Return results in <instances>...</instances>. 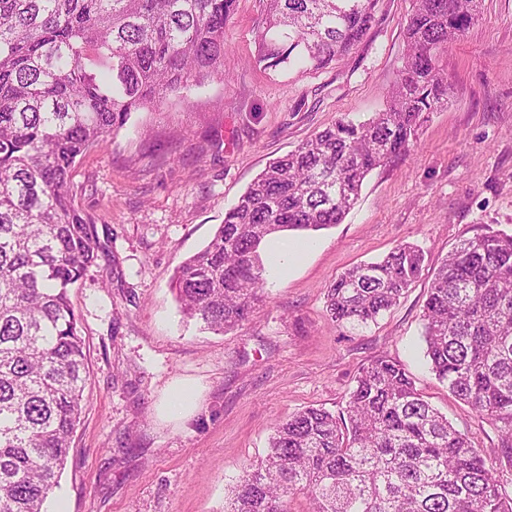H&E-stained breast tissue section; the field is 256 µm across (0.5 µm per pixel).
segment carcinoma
<instances>
[{
    "instance_id": "carcinoma-1",
    "label": "carcinoma",
    "mask_w": 512,
    "mask_h": 512,
    "mask_svg": "<svg viewBox=\"0 0 512 512\" xmlns=\"http://www.w3.org/2000/svg\"><path fill=\"white\" fill-rule=\"evenodd\" d=\"M236 0H0V512H45L89 381L69 291L97 258L75 207L78 158L134 112L224 81V27ZM256 63L323 69L376 21L379 0H262ZM481 0H412L408 55L387 106L341 119L269 162L173 280L185 318L224 333L263 301L262 244L340 224L371 171L410 150L447 103L442 55ZM402 243L326 288L339 324H365L421 275ZM430 369L501 423L485 452L456 430L401 365L361 369L343 411L308 407L276 423L269 449L225 512H512V234L490 229L441 261L423 307ZM305 501L297 511L292 503Z\"/></svg>"
}]
</instances>
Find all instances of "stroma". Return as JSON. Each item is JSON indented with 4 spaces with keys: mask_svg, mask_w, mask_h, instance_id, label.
I'll return each mask as SVG.
<instances>
[{
    "mask_svg": "<svg viewBox=\"0 0 512 512\" xmlns=\"http://www.w3.org/2000/svg\"><path fill=\"white\" fill-rule=\"evenodd\" d=\"M410 0H380L378 22L321 70L255 62L262 0H236L224 28V80L134 113L77 161L71 189L95 224L96 263L70 291L86 340L85 410L46 512H224L264 456L275 422L341 411L364 366L403 365L426 400L476 447L499 424L453 397L429 369L423 306L431 270L484 227L512 233V0H483L444 57L448 102L406 154L376 168L343 223L278 282L242 327L220 335L184 318L171 286L273 159L338 119L382 111L402 69ZM426 271L375 322L331 320L337 276L398 244ZM187 409L171 408L179 390Z\"/></svg>",
    "mask_w": 512,
    "mask_h": 512,
    "instance_id": "1",
    "label": "stroma"
}]
</instances>
